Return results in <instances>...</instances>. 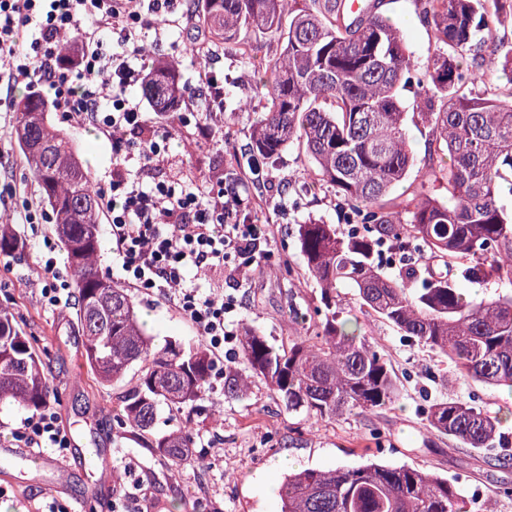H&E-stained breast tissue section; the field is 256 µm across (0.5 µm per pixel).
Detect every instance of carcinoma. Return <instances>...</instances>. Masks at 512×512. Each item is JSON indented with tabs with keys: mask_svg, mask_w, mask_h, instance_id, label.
I'll use <instances>...</instances> for the list:
<instances>
[{
	"mask_svg": "<svg viewBox=\"0 0 512 512\" xmlns=\"http://www.w3.org/2000/svg\"><path fill=\"white\" fill-rule=\"evenodd\" d=\"M434 34L426 61L430 84L418 81V116L431 132L430 164L421 193L389 206L388 196L414 166L402 91L412 87L418 62L401 31L364 0L353 14L348 0H201L195 24L224 49L249 59L250 35H267L282 51L263 65L253 89L260 110L252 124L253 155L276 162L292 145L308 162L311 183L329 188L347 224L298 225L307 270L320 287L319 329L288 347L242 326L240 357L224 366V398L241 400L256 379L290 413L316 419L365 415L396 402L399 387L383 354L341 317L342 288L356 303L395 326L405 339L444 356L464 380L512 390V292L493 298L460 288V281L512 280V100L481 97L472 88L498 64L512 68V42L493 31L512 0H420ZM142 95L167 112L185 95L177 69L157 64ZM18 141L54 217L78 298L84 358L94 380L122 382L139 367L123 397L120 423L141 437L174 471L192 459L188 420L155 430L161 406L191 413L210 389L215 361L202 343L173 339L158 346L141 328L136 303L98 271V198L90 172L69 141L47 121V103L30 94L15 109ZM421 247L425 276L405 264L390 278L380 247ZM23 243L0 226V254ZM465 261L460 273L453 264ZM419 280V287L406 282ZM50 390L45 364L13 316L0 308V404L38 410ZM499 420L461 400L435 403L428 425L467 448L487 449ZM281 512H464L456 483L408 465L366 462L356 467L305 469L285 477Z\"/></svg>",
	"mask_w": 512,
	"mask_h": 512,
	"instance_id": "1",
	"label": "carcinoma"
}]
</instances>
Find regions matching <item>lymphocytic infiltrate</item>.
I'll return each mask as SVG.
<instances>
[{"instance_id":"f902f5d3","label":"lymphocytic infiltrate","mask_w":512,"mask_h":512,"mask_svg":"<svg viewBox=\"0 0 512 512\" xmlns=\"http://www.w3.org/2000/svg\"><path fill=\"white\" fill-rule=\"evenodd\" d=\"M0 0V81L8 85L48 86L56 111L94 128L112 145V174L98 192L106 213L112 249L125 281L158 291L189 318L220 357L237 329L226 316L236 308L234 296L190 284L187 271L224 273L229 261L245 271L267 235L262 224L237 218L242 203L233 185L217 183L204 194L191 190L181 176H155L165 162V148L150 129L139 102L127 89L143 79L140 40L155 20L177 13L181 0ZM35 34L29 51H21L24 30ZM119 31L123 51L104 53L103 36ZM77 35L81 50L63 64L60 37ZM15 439L26 448H50L65 456L69 433L53 405L22 420Z\"/></svg>"}]
</instances>
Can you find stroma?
Listing matches in <instances>:
<instances>
[{
    "instance_id": "1",
    "label": "stroma",
    "mask_w": 512,
    "mask_h": 512,
    "mask_svg": "<svg viewBox=\"0 0 512 512\" xmlns=\"http://www.w3.org/2000/svg\"><path fill=\"white\" fill-rule=\"evenodd\" d=\"M382 13L398 26L415 59L426 61L433 46L431 28L419 19L418 0H384ZM193 34L182 24L167 25L162 40L146 32L151 62L174 59L187 90L202 89L203 66L189 51ZM250 62L234 51L216 48L211 71L222 78L227 97L225 112L212 121V135L198 136L199 114L188 120L148 111L156 133H169L167 154L171 172H184L198 182L224 180L237 184L245 203L243 217L270 228L260 244L256 262L244 275L198 277L205 289L235 295L239 305L229 319L236 326L251 324L274 344L292 336H311L319 322L314 307L320 294L297 247V228L309 222L339 223L333 196L323 187L300 192L306 162L298 147L287 149L273 164L254 165L249 151L252 116L239 111L260 67L281 51L280 42L262 37L249 40ZM26 86L0 87L8 108L0 112V222L24 243L22 251L0 254V307L10 310L28 334L35 336L48 365L50 401L69 427L75 443L55 487L31 483L8 488L0 495V512H40L51 502L67 508L95 505L110 512L113 473L122 476V490H138L143 512H193L196 498H206L210 512H280L278 490L289 469H331L356 466L371 458L399 466L422 467L453 479L464 496L473 487L482 496L473 499L470 512H512V455L474 452L457 440L429 428L427 412L439 401L464 400L501 421L505 442L512 445V392L480 382H465L452 373L446 359L403 340L400 332L359 308L352 289H343L342 311L357 322L362 335L377 345L390 362L400 395L390 407L369 415H345L315 420L291 414L270 395L263 383H254L248 399H224V380L214 375L213 388L192 414V426L203 445L212 450V464L201 469L185 464L178 475L143 448V442L117 425L122 396L137 378L129 371L125 382L110 387L94 383L83 356V338L76 328V298L60 306L45 305L41 290L47 282L42 261L61 243L53 232L50 208L42 204L32 171L17 145L13 108L27 94ZM49 122L69 138L96 185L104 186L112 171V145L93 128L49 112ZM38 205L36 223H27L25 204ZM142 319L157 342L169 338L197 340L194 324L165 296L132 289ZM105 457L106 469L88 470L83 457ZM290 465H282V456Z\"/></svg>"
}]
</instances>
